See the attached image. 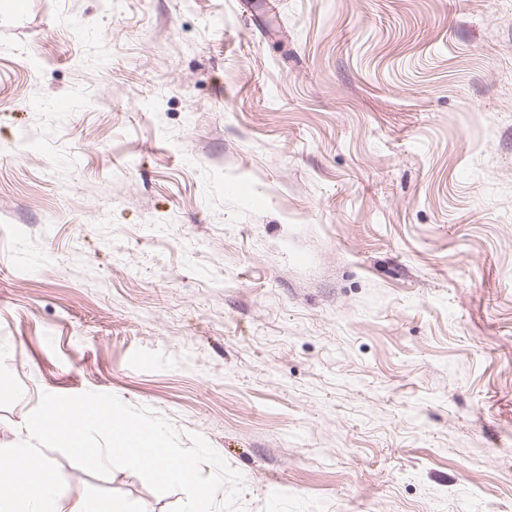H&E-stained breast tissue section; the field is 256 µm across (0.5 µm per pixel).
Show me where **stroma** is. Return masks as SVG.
I'll use <instances>...</instances> for the list:
<instances>
[{
    "instance_id": "1",
    "label": "stroma",
    "mask_w": 512,
    "mask_h": 512,
    "mask_svg": "<svg viewBox=\"0 0 512 512\" xmlns=\"http://www.w3.org/2000/svg\"><path fill=\"white\" fill-rule=\"evenodd\" d=\"M89 391L241 512H512V0L0 6V447Z\"/></svg>"
}]
</instances>
